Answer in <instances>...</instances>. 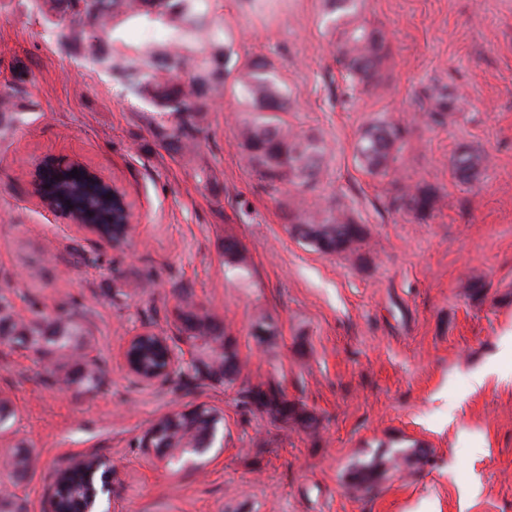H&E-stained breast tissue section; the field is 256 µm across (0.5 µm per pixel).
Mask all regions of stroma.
I'll return each mask as SVG.
<instances>
[{"label":"stroma","instance_id":"obj_1","mask_svg":"<svg viewBox=\"0 0 512 512\" xmlns=\"http://www.w3.org/2000/svg\"><path fill=\"white\" fill-rule=\"evenodd\" d=\"M239 57L261 55L288 89L289 124L334 145L320 202L353 209L363 237L326 254L294 236L292 187L273 191L235 136L245 112L214 99L197 154L168 151L154 108L119 77L68 47L27 0H0V88L15 90L18 122L0 136V285L15 309L47 315L78 299L102 368L98 389L52 386L44 361L0 343V399L16 417L0 449L30 445L23 492L46 512L56 472L95 456L112 467L103 512H512V0H367L390 47L379 78L348 91L319 0H210ZM453 99L432 122L425 94ZM390 116L409 134L396 174L366 173L353 157L370 123ZM484 156L479 178L449 167ZM49 155L80 161L123 194L132 233L111 246L48 211L33 176ZM432 189L419 216L392 202ZM236 241L244 266L226 264ZM223 323L241 379L275 385L307 422L274 421L236 389L186 372L147 385L130 373L128 336L178 338L183 294ZM490 368L482 388L475 371ZM206 404L224 439L193 465L144 447L162 416ZM424 454L393 467L390 456ZM384 461L371 490L354 474ZM482 163L483 158L480 155L468 151L454 154L450 159V166L454 176L462 183L467 184L477 179Z\"/></svg>","mask_w":512,"mask_h":512}]
</instances>
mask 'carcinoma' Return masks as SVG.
<instances>
[{
  "instance_id": "carcinoma-1",
  "label": "carcinoma",
  "mask_w": 512,
  "mask_h": 512,
  "mask_svg": "<svg viewBox=\"0 0 512 512\" xmlns=\"http://www.w3.org/2000/svg\"><path fill=\"white\" fill-rule=\"evenodd\" d=\"M366 0H321L322 15L334 36L336 62L348 77L359 84L373 83L389 55L383 32L364 15ZM35 13L56 26L63 40L91 52L93 61L112 71L129 91L149 101L170 120L159 124L157 135L166 148L177 154L194 151L205 137L209 102L231 94L248 109L237 130L239 146L252 171L266 185H291L297 196L288 206L287 219L300 239L321 252L352 250L362 238V228L354 213L339 203L310 207L303 195L315 189L327 167L331 148L326 138L315 132L290 128L288 95L273 64L264 57H246L230 63L231 49L224 35L214 27L208 0H31ZM129 20H141L150 28L162 27L167 36L153 38L138 46H127L116 36ZM14 90H0V132L15 122L10 112ZM431 116L443 120L454 109L441 93L432 95ZM408 130L399 123L382 119L367 126L359 136L355 158L373 176H387L396 170ZM483 158L462 151L452 155L450 166L463 183L477 179ZM45 194L63 206L90 208L92 220L107 233L112 206L107 193L69 170L47 182ZM400 206L417 214L432 209L435 195L428 189L397 198ZM184 339L192 344L197 357L194 369L208 379L230 386L241 374L237 352L224 338V327L189 300L178 308ZM93 335L86 312L76 301L69 311L47 316L35 300L29 316L15 312L10 294L0 291V342L32 351L50 362L53 384L91 391L101 382L102 371L95 361L85 360ZM146 368L159 365L161 352L143 346L137 353ZM244 397L275 420L297 416L294 408L281 399L278 388L249 387ZM224 415L202 404L187 412L167 415L154 423L153 448L169 463L182 464L187 457H201L217 442ZM34 450L20 442L13 446L7 464L0 466V512H27L26 499L17 489L28 478ZM380 464L370 462L356 472L357 484L371 488ZM104 471L92 480L70 466L59 472L54 487L59 512H82L92 485L102 482Z\"/></svg>"
}]
</instances>
